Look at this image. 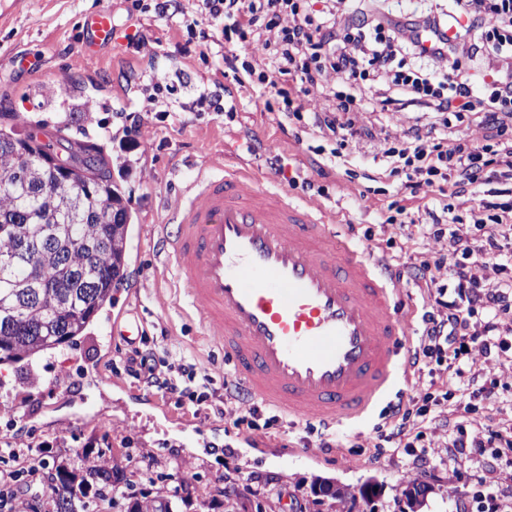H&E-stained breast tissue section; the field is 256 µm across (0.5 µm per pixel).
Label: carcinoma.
<instances>
[{"instance_id": "1", "label": "carcinoma", "mask_w": 512, "mask_h": 512, "mask_svg": "<svg viewBox=\"0 0 512 512\" xmlns=\"http://www.w3.org/2000/svg\"><path fill=\"white\" fill-rule=\"evenodd\" d=\"M20 137L0 123V218H15L0 221V363L32 366L60 345L75 344L112 304L125 279L131 215L103 157L98 171L104 185L89 194L80 157H71L75 169L63 186L35 152L16 147ZM43 273L51 275V287L33 297ZM88 492L57 471L55 512H84L95 505ZM127 512H172L171 501L136 500Z\"/></svg>"}]
</instances>
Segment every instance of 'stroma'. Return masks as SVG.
Returning <instances> with one entry per match:
<instances>
[{
	"label": "stroma",
	"mask_w": 512,
	"mask_h": 512,
	"mask_svg": "<svg viewBox=\"0 0 512 512\" xmlns=\"http://www.w3.org/2000/svg\"><path fill=\"white\" fill-rule=\"evenodd\" d=\"M104 4L111 7L115 25L144 38L141 55L121 44L96 59L80 54L81 21ZM181 21L180 14L134 11L132 0H0V107L16 113L21 130L59 131L100 146L132 214L127 284L76 348L57 350L34 365L47 390L19 427L0 413V443L29 437L31 446L20 457L24 468L45 460L79 479L97 468L113 470L119 492L109 512H126L132 500L173 489L179 492L174 512L228 507L233 512H331L311 502L310 485L318 478L356 492L352 512H402V492L414 481L430 487L418 512H477L476 482L493 458H374L384 406H377L348 441L328 450L303 443V425L281 417L247 436L229 419L204 420L192 408L164 399L155 405L140 401L138 384L115 372L119 351L95 344L109 315L142 321L144 338L198 359L212 392L223 394L224 356L203 339L198 314L157 250L154 227L199 173L217 174L226 165L248 171L262 184L286 187L299 203L325 208L349 243L372 236L377 254L400 269L415 310L433 298L414 282L411 257L448 251L447 239H417L408 236L405 225L390 223L398 207L407 205L409 192L404 175L375 160V148L350 146L343 160H335L332 144L304 122L274 119L257 107L254 87L225 77V55L241 54L242 48L225 44L222 23H205L206 47L190 48ZM24 62L31 71L21 70ZM148 71L166 75L172 86L178 106L170 113L138 93L137 77ZM218 82L231 94L235 114L198 104L204 88ZM121 112L139 117L138 135L124 133L117 118ZM272 154L288 172L324 186L327 196L286 184L270 168ZM88 391L123 398L126 406L87 416L82 395ZM369 481L377 485L371 502L358 494Z\"/></svg>",
	"instance_id": "stroma-1"
}]
</instances>
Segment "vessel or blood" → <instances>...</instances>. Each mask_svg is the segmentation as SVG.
Masks as SVG:
<instances>
[{"mask_svg": "<svg viewBox=\"0 0 512 512\" xmlns=\"http://www.w3.org/2000/svg\"><path fill=\"white\" fill-rule=\"evenodd\" d=\"M118 33L100 8L83 23L92 58ZM202 334L241 394L284 418L344 430L392 397L414 359L410 301L369 248L244 172L202 175L156 227Z\"/></svg>", "mask_w": 512, "mask_h": 512, "instance_id": "obj_1", "label": "vessel or blood"}]
</instances>
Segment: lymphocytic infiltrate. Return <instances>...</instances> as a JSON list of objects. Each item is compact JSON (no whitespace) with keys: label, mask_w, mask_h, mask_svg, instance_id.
<instances>
[{"label":"lymphocytic infiltrate","mask_w":512,"mask_h":512,"mask_svg":"<svg viewBox=\"0 0 512 512\" xmlns=\"http://www.w3.org/2000/svg\"><path fill=\"white\" fill-rule=\"evenodd\" d=\"M205 20L223 21L226 34L250 46L241 69L259 88L277 87L283 77L300 86L302 97H284L280 112L308 118L318 138L335 143L334 157L374 139L361 114L378 100L424 115L380 149L410 191L444 185L458 196L493 183L512 185V69L501 66L512 58V0H448L396 14L378 0H197L183 24L192 34ZM459 40L470 43L465 64L454 51ZM314 88L328 108L305 100ZM467 120L485 127L483 142L460 130ZM409 223L422 237L448 240L445 257L422 255L413 264L436 290L434 310L422 316L413 366L441 368L458 389L448 402L429 392L417 409L398 407L382 426L385 440L394 452L417 457L441 448L479 456L510 449L512 419L486 422L505 405V385L483 378L479 362L512 366V202L481 199L465 221L452 205L425 203ZM482 268L496 279L480 278ZM124 370L143 388L192 404L206 420L239 405L232 378L224 380L223 399H213L196 364L166 365L146 343L125 353ZM445 412L454 418L447 430L439 424ZM480 484L478 512H512L499 492L512 484L511 459Z\"/></svg>","instance_id":"obj_1"}]
</instances>
